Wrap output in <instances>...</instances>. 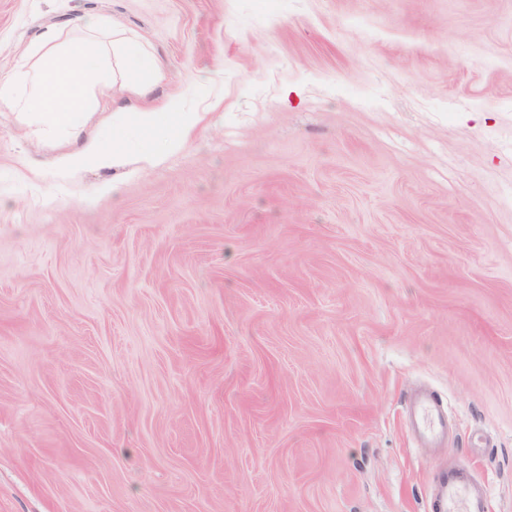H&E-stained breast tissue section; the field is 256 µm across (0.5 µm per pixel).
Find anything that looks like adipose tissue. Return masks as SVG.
<instances>
[{"instance_id": "obj_1", "label": "adipose tissue", "mask_w": 512, "mask_h": 512, "mask_svg": "<svg viewBox=\"0 0 512 512\" xmlns=\"http://www.w3.org/2000/svg\"><path fill=\"white\" fill-rule=\"evenodd\" d=\"M80 29L81 37L71 41L55 29L34 36L27 52L31 66L0 76V108L20 107L40 136L74 142L75 150L62 158L72 171L118 166L131 148L149 163L179 151L201 115L171 101L133 112L113 107L111 137L85 136L92 95H107L112 87L105 72L145 97L151 92L148 75L160 73L163 66L141 42L101 14L85 15Z\"/></svg>"}]
</instances>
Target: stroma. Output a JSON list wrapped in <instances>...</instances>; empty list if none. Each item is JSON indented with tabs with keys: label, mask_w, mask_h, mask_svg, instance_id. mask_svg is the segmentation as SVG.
<instances>
[{
	"label": "stroma",
	"mask_w": 512,
	"mask_h": 512,
	"mask_svg": "<svg viewBox=\"0 0 512 512\" xmlns=\"http://www.w3.org/2000/svg\"><path fill=\"white\" fill-rule=\"evenodd\" d=\"M88 11L203 119L71 172L0 109V512H512V0H0V72ZM415 431L427 442L437 440L447 428L442 404L432 395L419 398L414 404ZM487 493L471 483L464 469L441 473L433 512H485Z\"/></svg>",
	"instance_id": "stroma-1"
}]
</instances>
